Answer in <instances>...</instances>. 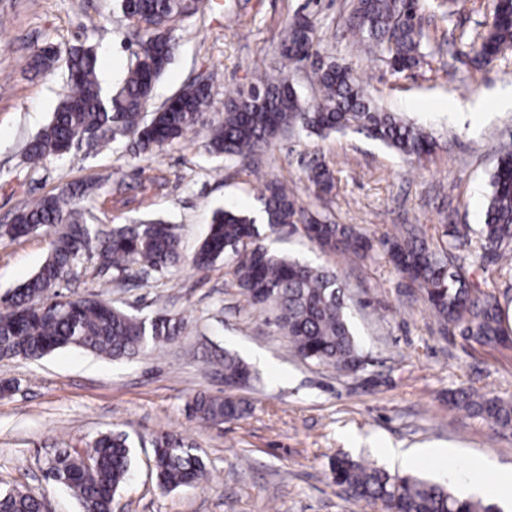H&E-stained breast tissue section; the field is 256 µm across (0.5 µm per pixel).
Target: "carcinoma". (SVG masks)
<instances>
[{"mask_svg": "<svg viewBox=\"0 0 512 512\" xmlns=\"http://www.w3.org/2000/svg\"><path fill=\"white\" fill-rule=\"evenodd\" d=\"M119 6L124 16L137 19L134 64L119 88L106 91L99 81L93 47L71 50V93L27 141L25 154L32 163L61 158L72 143L84 138L106 144L130 137L139 153L195 131L207 134L212 152L248 165L256 150L295 126L319 136L348 129L365 131L410 162H419L434 150L431 134L392 112L380 111L362 80L334 62L315 72L320 95L311 101L302 100L286 77L265 73L248 91L228 97L224 115L219 116L210 111L211 75L207 82H193L177 92L172 108L147 112L154 85L177 51L169 23L187 13L186 3L119 0ZM346 26L358 44L379 50L395 71L419 64L423 31L415 0H355ZM314 38L311 20L294 16L281 42V55L294 62L308 59ZM510 42L512 0H496L489 29L469 43L473 61L490 63ZM58 54V49L47 45L31 56L28 66L35 71L48 69ZM308 180L318 196L334 186L332 172L324 164L310 167ZM87 191L83 183H70L24 206L4 230L13 239L42 231L50 237V252L38 270L0 302V357L37 359L69 346L112 358L130 357L149 345L173 341L183 332L182 320L173 315L141 319L94 296L50 305L61 281L91 256L94 239L99 242V267L119 274L134 265L145 272H160L183 259L180 237L160 218L147 217L132 224L86 223ZM259 201L261 226L248 211L235 207L215 211L191 265L204 271L224 260L240 294L253 308L271 314L297 357L339 373L357 372L365 357L349 320L348 299L339 276L332 269L270 252L261 236L290 226L325 252L360 259L372 250L370 240L351 225L321 221L298 203L284 182L262 181ZM485 216L472 262L511 275L512 142L501 147L489 176ZM466 238L456 225L447 224L440 239L430 244L419 229L402 226L385 236L381 245L395 270L418 288L440 323L460 328L463 336L480 346L505 345L512 334L504 326L499 299L479 288L464 266L456 264L452 250L464 245ZM249 380L243 363L234 355H224V385L236 388ZM449 402L493 429L512 427V397L458 390ZM190 411L199 422L218 425L243 417L250 412V404L232 395H200L193 399ZM151 446L153 471L162 490L206 480L198 449L180 433L160 432L151 438ZM132 447L127 434L105 433L93 442V467L85 465L81 454L65 451L55 458L46 480H56L69 489L83 512H112L114 496L131 474ZM329 468L333 482L350 501L380 512H499L494 503L457 497L444 483L412 474L391 475L366 459L338 454L330 459ZM43 507V501L29 493H0V512H42Z\"/></svg>", "mask_w": 512, "mask_h": 512, "instance_id": "carcinoma-1", "label": "carcinoma"}]
</instances>
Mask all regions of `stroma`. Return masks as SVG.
Here are the masks:
<instances>
[{"label": "stroma", "instance_id": "stroma-1", "mask_svg": "<svg viewBox=\"0 0 512 512\" xmlns=\"http://www.w3.org/2000/svg\"><path fill=\"white\" fill-rule=\"evenodd\" d=\"M495 0H460L453 14L420 0L423 38L419 66L398 73L376 54L356 51L345 25L353 0H200L172 22L175 57L156 83L161 105L185 83L215 73V113L229 93L254 76H286L304 99L317 94L314 71L333 61L364 81L376 102L431 133V156L406 163L365 133L325 138L294 127L258 151L266 178L286 182L305 206L328 221L351 224L376 246L365 260L328 254L295 233L268 246L334 269L351 295L350 315L369 360L351 375L300 361L268 314L250 307L223 263L195 270L189 259L214 209L235 205L260 215L258 185L240 162L208 151L205 133L136 155L127 141L73 146L61 159L34 165L24 147L69 95L66 60L35 72L27 60L44 44L68 51L96 48L99 79L117 88L136 46L117 0H0V225L39 197L71 182L92 184L86 219L123 224L162 216L180 236L184 262L162 273L126 277L87 262L60 284L62 294L95 295L141 318L182 317L185 330L159 348L113 359L67 347L39 359L0 358V491L20 489L43 499L48 512H80L64 489L44 479L47 458L79 451L106 431H124L138 444L133 476L113 512H373L346 501L330 476L336 453L378 461L387 445L455 448L445 465L457 469L488 460L512 468V428L492 429L456 409L450 392L475 390L512 397V343L482 347L457 328L440 333L418 290L402 279L379 239L403 224L437 236L442 225L469 226L479 247L488 176L500 143L512 139V108L499 102L512 88V44L489 65L475 67L468 44L492 22ZM314 19L317 40L302 62L281 57L279 44L296 13ZM333 172L331 193L316 196L311 163ZM42 233L0 237V295L42 264ZM248 365L250 385L237 389L252 410L243 418L206 426L189 417L198 395L224 393V355ZM176 430L199 448L211 474L206 487L159 488L152 470V435Z\"/></svg>", "mask_w": 512, "mask_h": 512}]
</instances>
